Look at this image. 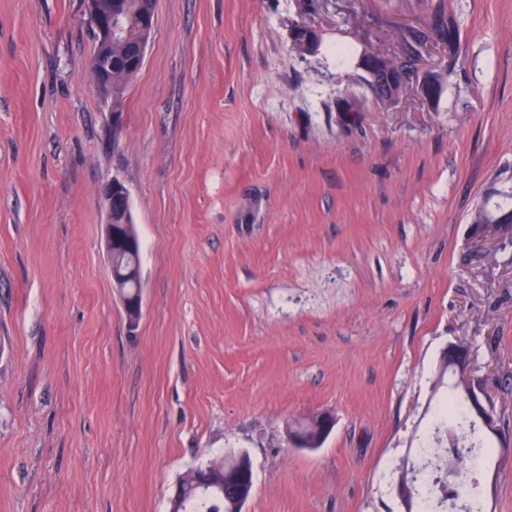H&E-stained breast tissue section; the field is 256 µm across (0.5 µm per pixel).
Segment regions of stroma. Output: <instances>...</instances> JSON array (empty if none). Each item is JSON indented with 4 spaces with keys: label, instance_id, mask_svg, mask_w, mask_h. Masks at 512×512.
<instances>
[{
    "label": "stroma",
    "instance_id": "obj_1",
    "mask_svg": "<svg viewBox=\"0 0 512 512\" xmlns=\"http://www.w3.org/2000/svg\"><path fill=\"white\" fill-rule=\"evenodd\" d=\"M455 17L460 49L431 36ZM120 136L84 0H0V512H169L244 451L245 512H406L467 345L494 410L477 477L512 512V264L470 214L512 186V0H156ZM321 34L290 48L293 24ZM428 47L378 103L358 68ZM438 97L418 91L426 74ZM127 187L129 328L101 191ZM332 413L321 448L294 419ZM309 31H314L316 34V39L311 44H308L301 37L303 33ZM291 47L302 54H317L321 47V36L319 31L313 26L307 24L293 26L291 29Z\"/></svg>",
    "mask_w": 512,
    "mask_h": 512
}]
</instances>
